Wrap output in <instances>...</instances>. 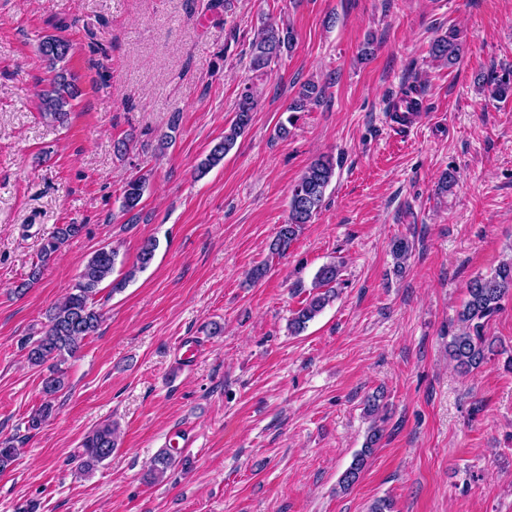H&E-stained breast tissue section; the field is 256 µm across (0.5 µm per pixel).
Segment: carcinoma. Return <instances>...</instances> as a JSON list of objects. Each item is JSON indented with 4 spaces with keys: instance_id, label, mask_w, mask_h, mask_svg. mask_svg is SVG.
Instances as JSON below:
<instances>
[{
    "instance_id": "carcinoma-1",
    "label": "carcinoma",
    "mask_w": 512,
    "mask_h": 512,
    "mask_svg": "<svg viewBox=\"0 0 512 512\" xmlns=\"http://www.w3.org/2000/svg\"><path fill=\"white\" fill-rule=\"evenodd\" d=\"M295 44L293 30L275 23L264 24L257 32L249 46L250 69L254 72H265L276 63L283 52L291 51ZM71 51L68 41L57 36L45 37L38 46V53L46 67L53 72L47 86L40 90V98L45 117L54 122H65L71 112L73 101L81 95L78 78L65 68L67 57ZM461 51L456 34L435 40L431 46L434 57L448 61H456ZM487 82L495 86V94L500 97L512 95V72L502 76L491 72ZM325 87L309 83L301 88L298 95L286 108L287 123L279 124L278 132L288 135L287 124L294 123L296 113L303 112L308 105L316 103L322 97ZM258 103V91L252 85H245L239 95L234 110V117L224 138L214 143L206 158L200 163L198 171L205 173L209 168L220 163L224 156L233 148L237 138L251 126L253 112ZM336 163L329 156H321L313 160L306 168L299 181L292 187L288 216L285 224L272 244V253L283 255L288 251L298 232L321 209L325 191L335 175ZM146 181L135 178L128 181L122 193V207L131 213L139 206ZM81 224H62L53 235L42 243L39 262L28 274V278L16 286L17 293L23 294L29 286L37 281L42 268L53 260L61 247L69 240L82 233ZM157 249V241L146 239L142 243L138 262L139 265L129 269L119 280L112 281V291L124 288L133 279L137 270L145 268L153 259ZM412 251L409 241L403 238L392 242L391 253L396 260L397 271H402ZM119 249L110 245L103 246L84 264L76 285L69 289L62 300L46 314L47 324L38 334L30 336L23 342L26 349V360L34 368L47 370L42 379L43 402L30 416L27 428L38 430L50 418L54 410L56 395L67 386L62 365L73 358L82 348L83 340L94 335L101 323L102 313L96 307L95 296L99 286L115 270ZM339 280V268L334 263L326 264L317 271L312 292L302 306L295 311L289 320V330L298 334L306 328L323 309L336 298V285ZM466 300L457 313L458 329L448 341V357L462 374H469L479 369L490 357L506 349H498L495 340L486 336V328L501 309L504 298L512 294V260L504 262L489 275H479L469 281L466 288ZM118 425L104 423L92 429L81 443L80 469L89 472L99 464L112 457L117 448ZM381 439V431L372 430L364 448L354 457L350 467L345 471L340 487L347 490L360 478L365 459ZM17 448L15 437L0 439V469L10 466L16 459ZM171 455L160 452L152 461L147 473V480L156 482L171 468Z\"/></svg>"
}]
</instances>
